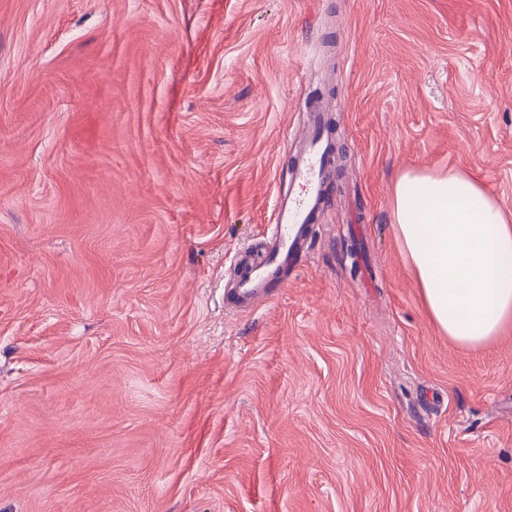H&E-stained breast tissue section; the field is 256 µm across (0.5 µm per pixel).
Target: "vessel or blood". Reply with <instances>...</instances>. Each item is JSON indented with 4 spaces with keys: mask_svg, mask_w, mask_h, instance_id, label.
<instances>
[{
    "mask_svg": "<svg viewBox=\"0 0 512 512\" xmlns=\"http://www.w3.org/2000/svg\"><path fill=\"white\" fill-rule=\"evenodd\" d=\"M307 127L292 130L289 140L299 142L288 172V188L277 200L274 217L265 233V258L239 271L235 294L241 306H249L267 295L284 274L302 260L312 232L316 212L326 199L323 160L331 149V135L324 108L312 106Z\"/></svg>",
    "mask_w": 512,
    "mask_h": 512,
    "instance_id": "1",
    "label": "vessel or blood"
}]
</instances>
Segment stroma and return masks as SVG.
<instances>
[{"mask_svg": "<svg viewBox=\"0 0 512 512\" xmlns=\"http://www.w3.org/2000/svg\"><path fill=\"white\" fill-rule=\"evenodd\" d=\"M318 98L315 242L233 307ZM451 168L512 215V0H0V512H512V328L391 225Z\"/></svg>", "mask_w": 512, "mask_h": 512, "instance_id": "obj_1", "label": "stroma"}]
</instances>
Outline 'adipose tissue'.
Here are the masks:
<instances>
[{"instance_id": "obj_1", "label": "adipose tissue", "mask_w": 512, "mask_h": 512, "mask_svg": "<svg viewBox=\"0 0 512 512\" xmlns=\"http://www.w3.org/2000/svg\"><path fill=\"white\" fill-rule=\"evenodd\" d=\"M404 257L433 324L464 346L491 341L512 323V219L475 178L404 173L393 193Z\"/></svg>"}]
</instances>
